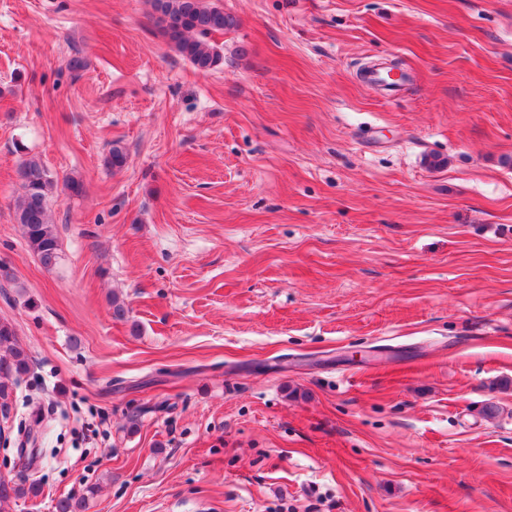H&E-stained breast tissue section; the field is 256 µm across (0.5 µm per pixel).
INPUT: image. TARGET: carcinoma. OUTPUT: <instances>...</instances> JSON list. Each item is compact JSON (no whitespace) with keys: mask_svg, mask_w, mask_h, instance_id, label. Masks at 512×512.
Returning <instances> with one entry per match:
<instances>
[{"mask_svg":"<svg viewBox=\"0 0 512 512\" xmlns=\"http://www.w3.org/2000/svg\"><path fill=\"white\" fill-rule=\"evenodd\" d=\"M156 23L167 43L201 70L218 66L219 53L208 37L235 26L233 16L211 0H149ZM22 194L16 217L24 237L41 265L53 269L59 262V243L54 231L50 193L52 180L40 160L31 157L18 168ZM31 369V357L20 344L13 325L0 321V406L11 407V397L21 376ZM39 494V486L0 477V512L11 503ZM87 497L70 495L56 503V512H85Z\"/></svg>","mask_w":512,"mask_h":512,"instance_id":"1","label":"carcinoma"}]
</instances>
